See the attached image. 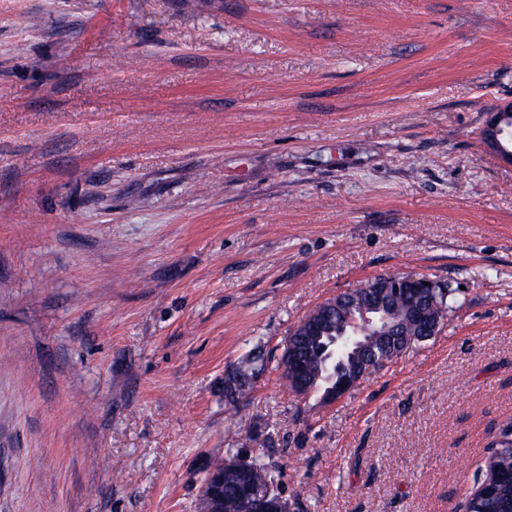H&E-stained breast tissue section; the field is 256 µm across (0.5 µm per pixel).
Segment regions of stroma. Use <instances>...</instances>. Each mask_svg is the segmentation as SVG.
<instances>
[{
	"label": "stroma",
	"instance_id": "35a3bbf8",
	"mask_svg": "<svg viewBox=\"0 0 512 512\" xmlns=\"http://www.w3.org/2000/svg\"><path fill=\"white\" fill-rule=\"evenodd\" d=\"M512 0H0V512H463L512 420ZM441 331L336 403L289 331L367 280ZM269 358L224 405L255 347ZM504 112H508L512 117V100L500 102L488 113L480 132V138L483 146L489 152L494 153L500 160L512 166V150L506 151V154L498 152L502 137H507L510 141L512 139V125L506 129L501 127L498 121V115ZM302 368L303 365L299 359L290 357L288 358L286 364L282 363V371H287L288 378L284 372H282V378L291 390L292 388L289 386L288 382L292 385L293 392L296 394V396L305 398L308 395V387L303 381ZM237 459L248 466L247 477L249 481L257 487L260 493L269 496L270 498H281L286 502L278 490L280 482L279 471L275 464L266 462L260 458H254L251 461H246L235 457L234 455L227 454L224 458L216 459L209 463L207 470L223 469L221 472H209L207 480L204 484V490L208 488L205 496L211 504L209 511L211 512H241V491L240 480L238 476L231 472L226 471L225 463L228 460ZM224 486V499L220 493V487ZM244 494L253 500V506L257 509L256 512H286L289 507L284 506V501H280L279 505L268 502V498L253 490L249 485H244ZM269 509L275 511H268Z\"/></svg>",
	"mask_w": 512,
	"mask_h": 512
}]
</instances>
